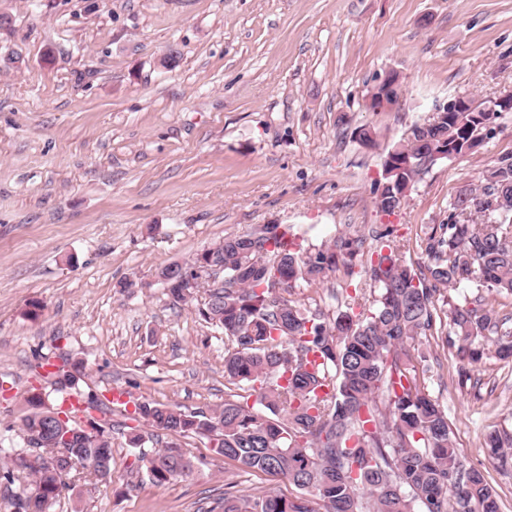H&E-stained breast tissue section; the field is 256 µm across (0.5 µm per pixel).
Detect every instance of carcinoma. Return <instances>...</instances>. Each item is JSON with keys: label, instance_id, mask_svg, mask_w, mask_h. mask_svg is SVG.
Returning a JSON list of instances; mask_svg holds the SVG:
<instances>
[{"label": "carcinoma", "instance_id": "cac0c4a2", "mask_svg": "<svg viewBox=\"0 0 512 512\" xmlns=\"http://www.w3.org/2000/svg\"><path fill=\"white\" fill-rule=\"evenodd\" d=\"M491 104H481V112H436L418 125L420 133L397 142L382 165L377 211L395 213L425 169L478 145L498 117L487 111ZM298 239L288 225L262 224L173 271V302L195 303L201 320L224 331V376L259 390L251 406L231 399L191 411L135 404L146 429L128 443L139 449L149 480L160 486L205 464L167 437L205 438L216 454L301 490L294 497L242 496L228 483L207 512H500L483 472L460 460L448 414L421 389L412 351L417 337L439 329L470 365L459 373L463 386L484 360L512 361V312L502 313L497 301L512 296V154L500 157L480 184L460 191L448 223L429 227L422 240L426 265L407 259L408 241L392 229L375 232L368 314L356 311L354 297L332 314L274 297L282 283L321 281L340 269L350 279L360 275L366 244L360 231L317 248ZM212 258L224 262V287L196 303L181 278ZM439 303L446 309L438 310ZM26 404L24 435L47 409L40 393ZM66 426L73 436L59 431L47 456L24 464L25 448L0 466V484L17 512L28 500L32 512H49L77 483L112 479L105 430L81 436L77 421ZM484 445L502 468L512 465V430L488 433ZM76 463L85 474L74 472Z\"/></svg>", "mask_w": 512, "mask_h": 512}]
</instances>
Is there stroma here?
Instances as JSON below:
<instances>
[{
    "instance_id": "1",
    "label": "stroma",
    "mask_w": 512,
    "mask_h": 512,
    "mask_svg": "<svg viewBox=\"0 0 512 512\" xmlns=\"http://www.w3.org/2000/svg\"><path fill=\"white\" fill-rule=\"evenodd\" d=\"M0 14V448L22 447L32 388L60 404L49 365L76 364L75 391L109 404L94 417L112 440V479L64 493L53 512H206L228 483L296 495L198 438L183 443L205 460L191 477L158 486L138 471L126 443L135 403L256 400L224 377L223 333L173 306L158 274L261 224L313 245L383 224L426 263L428 227L512 154V112L428 168L389 216L373 203L382 162L448 100L512 92V0H0ZM392 72L399 104L371 109ZM365 127L374 148L359 141ZM347 287L339 270L287 298L331 311ZM416 345L461 460L512 512V470L483 446L512 429V365L487 361L480 386L463 387L439 336Z\"/></svg>"
}]
</instances>
